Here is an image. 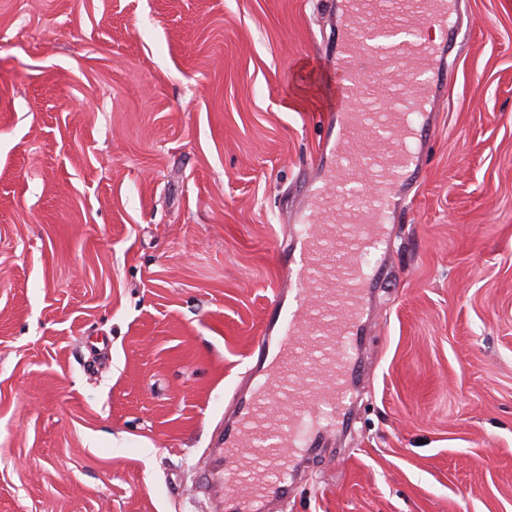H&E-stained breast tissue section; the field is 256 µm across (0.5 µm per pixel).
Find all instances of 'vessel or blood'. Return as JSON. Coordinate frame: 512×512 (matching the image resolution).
<instances>
[{
	"mask_svg": "<svg viewBox=\"0 0 512 512\" xmlns=\"http://www.w3.org/2000/svg\"><path fill=\"white\" fill-rule=\"evenodd\" d=\"M462 0H334L336 40L325 58L340 74L318 157L302 181L297 226L282 251L254 364L224 417L198 482L218 512H269L288 498L297 461L321 455L350 422L369 372L366 314L390 278L365 264L389 235L404 193L423 179L428 109L448 87ZM436 41H426L424 27ZM411 59L416 77L391 76ZM283 413L268 422L272 407Z\"/></svg>",
	"mask_w": 512,
	"mask_h": 512,
	"instance_id": "b4317fda",
	"label": "vessel or blood"
}]
</instances>
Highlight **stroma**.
Listing matches in <instances>:
<instances>
[{
    "label": "stroma",
    "instance_id": "1",
    "mask_svg": "<svg viewBox=\"0 0 512 512\" xmlns=\"http://www.w3.org/2000/svg\"><path fill=\"white\" fill-rule=\"evenodd\" d=\"M330 0H0V512H202L335 98ZM393 221L344 461L283 512H512V0Z\"/></svg>",
    "mask_w": 512,
    "mask_h": 512
}]
</instances>
